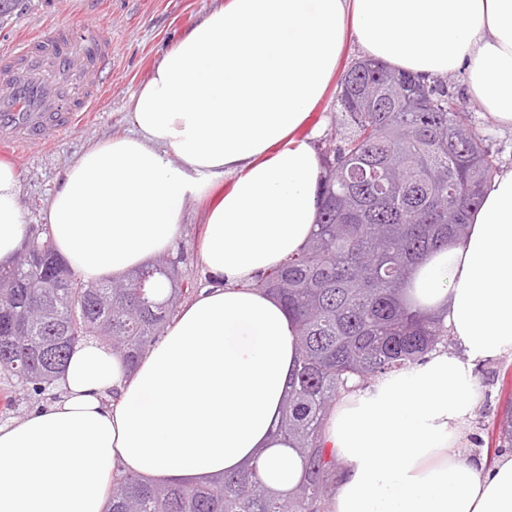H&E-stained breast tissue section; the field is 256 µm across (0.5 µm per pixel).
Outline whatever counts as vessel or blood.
Masks as SVG:
<instances>
[{
  "mask_svg": "<svg viewBox=\"0 0 512 512\" xmlns=\"http://www.w3.org/2000/svg\"><path fill=\"white\" fill-rule=\"evenodd\" d=\"M112 58V39L97 20L28 37L0 53V146H48L98 109L95 92ZM81 65V89L64 95L60 76Z\"/></svg>",
  "mask_w": 512,
  "mask_h": 512,
  "instance_id": "b4317fda",
  "label": "vessel or blood"
}]
</instances>
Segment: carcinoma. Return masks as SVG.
Returning <instances> with one entry per match:
<instances>
[{"instance_id": "carcinoma-1", "label": "carcinoma", "mask_w": 512, "mask_h": 512, "mask_svg": "<svg viewBox=\"0 0 512 512\" xmlns=\"http://www.w3.org/2000/svg\"><path fill=\"white\" fill-rule=\"evenodd\" d=\"M414 76L355 61L340 81L336 131L324 141L317 230L307 246L256 279L295 319L299 350L280 433L303 474L275 490L255 459L217 481L154 483L128 474L112 485L108 512H325L333 455L321 423L350 380L370 384L454 343L440 317L401 297L414 265L467 236L502 160L484 144L453 82L421 84L411 112L386 89ZM0 268V373L15 393L51 395L71 346L94 336L130 364L156 342L190 293L178 260L161 254L125 279L85 282L47 240ZM512 446V406L498 429Z\"/></svg>"}]
</instances>
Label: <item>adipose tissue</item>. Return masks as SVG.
Returning a JSON list of instances; mask_svg holds the SVG:
<instances>
[{
    "label": "adipose tissue",
    "mask_w": 512,
    "mask_h": 512,
    "mask_svg": "<svg viewBox=\"0 0 512 512\" xmlns=\"http://www.w3.org/2000/svg\"><path fill=\"white\" fill-rule=\"evenodd\" d=\"M351 43L427 80L464 71L468 93L512 130V0H222L155 64L130 134L68 166L44 227L27 224L19 167L0 160V264L36 235L87 282L170 251L186 201L224 188L199 251L213 284L137 365L84 338L55 399L0 418V512H106L120 476L196 483L256 457L271 485L297 483L301 463L279 432L296 325L250 283L316 228L309 119ZM407 295L459 348L337 398L321 432L340 466L329 510L512 512V454L485 471L456 450L480 398L475 363L512 355V167L465 240L416 265Z\"/></svg>",
    "instance_id": "obj_1"
}]
</instances>
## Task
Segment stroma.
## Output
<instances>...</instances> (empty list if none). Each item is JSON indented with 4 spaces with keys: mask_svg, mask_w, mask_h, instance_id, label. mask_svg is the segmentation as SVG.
Listing matches in <instances>:
<instances>
[{
    "mask_svg": "<svg viewBox=\"0 0 512 512\" xmlns=\"http://www.w3.org/2000/svg\"><path fill=\"white\" fill-rule=\"evenodd\" d=\"M216 0H18L13 14L0 21V50L19 38L95 18L104 22L112 37V64L99 109L64 134L54 146H36L22 152L0 150V159L14 161L21 173L20 201L27 224L44 222L49 197L59 187L70 162L89 144L129 133L130 102L149 77L155 63L175 40L209 11ZM207 200L188 199L186 224L178 240L180 270L203 283L199 247L205 226ZM480 400L464 422L460 452L485 463L496 448L495 430L507 403L512 402V358H492L474 370Z\"/></svg>",
    "mask_w": 512,
    "mask_h": 512,
    "instance_id": "stroma-1",
    "label": "stroma"
}]
</instances>
